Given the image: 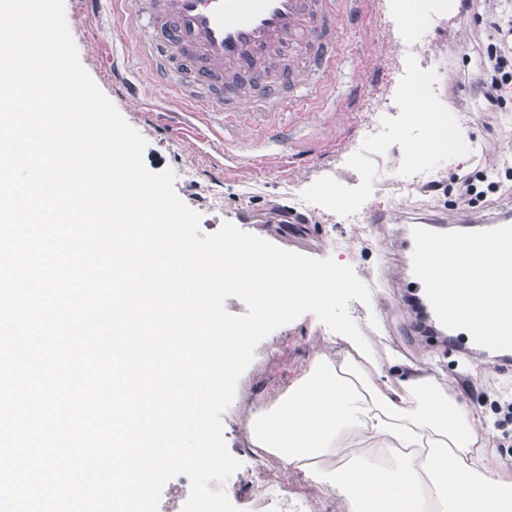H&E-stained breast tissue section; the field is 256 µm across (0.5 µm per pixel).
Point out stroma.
Returning <instances> with one entry per match:
<instances>
[{
    "mask_svg": "<svg viewBox=\"0 0 512 512\" xmlns=\"http://www.w3.org/2000/svg\"><path fill=\"white\" fill-rule=\"evenodd\" d=\"M131 0H65L67 23L89 75L127 122L148 141L143 159L154 172L173 169L179 197L201 216L204 232L226 221L238 222L249 211L259 216L246 232L273 244L296 232L307 237L300 254L324 259L348 255V264L371 290L370 304L353 300L349 312L363 335L372 338L379 358L396 353L426 363L440 382H451L460 400L481 423L492 424L489 387L512 391V368L498 366L504 346H482L479 354L461 349L443 332L428 338L416 329L418 317L402 293L377 278L386 263L401 265L399 243L406 233L402 215L450 220V232L464 237L455 219L490 216L512 201V102L488 110L480 97L478 44L488 32L482 19L497 0H417L424 21L418 29L424 47L406 48L409 30L397 0H375L372 9L348 17L340 28L344 54L315 112L283 113L288 155L277 165H263L249 155L225 161L237 151L246 127L233 119L212 117L208 125L186 118L175 125L164 94L144 99L150 83L146 65L119 35L118 22ZM424 83L442 118L465 129L470 140L463 153L448 150L416 159L411 143L432 136L428 125L410 122L401 112L406 90ZM471 178L472 203L457 199L459 178ZM392 217L373 223L378 207ZM330 329L311 313L268 335L242 374L231 405L222 415L230 453L242 463L225 491L239 512H347L335 495L287 478L277 456L256 453L248 444L246 422L260 406L277 403L292 378L306 366L309 342H322ZM277 481L283 500L259 504L258 475Z\"/></svg>",
    "mask_w": 512,
    "mask_h": 512,
    "instance_id": "35a3bbf8",
    "label": "stroma"
}]
</instances>
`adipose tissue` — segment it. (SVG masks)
I'll return each mask as SVG.
<instances>
[{"label": "adipose tissue", "instance_id": "obj_1", "mask_svg": "<svg viewBox=\"0 0 512 512\" xmlns=\"http://www.w3.org/2000/svg\"><path fill=\"white\" fill-rule=\"evenodd\" d=\"M436 281L466 307L471 326L512 313L497 307L495 260L462 253L430 261ZM272 409L247 423L252 446L282 458L290 478L331 490L353 512H512V462L489 430L422 364L380 361L365 336H333ZM356 448L344 463L341 450Z\"/></svg>", "mask_w": 512, "mask_h": 512}]
</instances>
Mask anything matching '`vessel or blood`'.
<instances>
[{"label": "vessel or blood", "mask_w": 512, "mask_h": 512, "mask_svg": "<svg viewBox=\"0 0 512 512\" xmlns=\"http://www.w3.org/2000/svg\"><path fill=\"white\" fill-rule=\"evenodd\" d=\"M347 2L135 0L126 24L139 31V53L151 63L156 88L175 97L183 111L252 117V137L266 151L281 154L288 142L271 118L286 110L306 111L335 73ZM256 85L264 89L258 98L249 93ZM431 225L420 220L401 242L409 256L408 277L423 292L436 288L423 267L427 254L444 261L457 247L456 239L431 232ZM467 243L492 249L512 267V207L483 219L481 231ZM437 290V297L425 300L429 317L468 328L465 308L449 301L447 289Z\"/></svg>", "instance_id": "obj_1"}]
</instances>
